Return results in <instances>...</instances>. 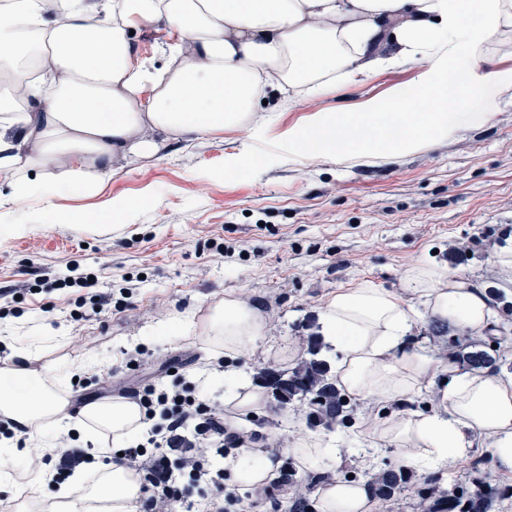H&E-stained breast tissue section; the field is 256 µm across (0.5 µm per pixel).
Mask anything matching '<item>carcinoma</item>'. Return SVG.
<instances>
[{
	"instance_id": "cac0c4a2",
	"label": "carcinoma",
	"mask_w": 512,
	"mask_h": 512,
	"mask_svg": "<svg viewBox=\"0 0 512 512\" xmlns=\"http://www.w3.org/2000/svg\"><path fill=\"white\" fill-rule=\"evenodd\" d=\"M445 348L448 356L468 369L497 372L504 364L499 354L485 349L483 342H466L457 335H450ZM320 350L319 338L310 337V358L300 361L288 372V384L282 383L278 370L269 367L264 369L265 382L274 396L286 394L290 400L298 399L309 409L308 419L332 429L351 420V409L342 401L344 394L330 382V368L319 358ZM371 483L375 496L382 500H391L409 489L414 490L416 512H490L494 502L512 497V488L497 485L490 472L472 487L463 482H450L445 489L439 475L412 485L410 475L404 469L373 477ZM316 487L314 478L299 477L294 468H288V489L291 491L288 512H312L311 497Z\"/></svg>"
}]
</instances>
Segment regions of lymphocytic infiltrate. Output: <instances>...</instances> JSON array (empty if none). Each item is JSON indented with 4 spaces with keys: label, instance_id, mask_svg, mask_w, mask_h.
<instances>
[{
    "label": "lymphocytic infiltrate",
    "instance_id": "1",
    "mask_svg": "<svg viewBox=\"0 0 512 512\" xmlns=\"http://www.w3.org/2000/svg\"><path fill=\"white\" fill-rule=\"evenodd\" d=\"M138 401L154 425L145 441L124 448L122 462L141 478L140 512H238L243 499L215 462L240 452L246 440L225 428L223 403L200 399L195 385L182 380L145 385ZM93 460L87 448L40 450L29 467L48 470L59 484Z\"/></svg>",
    "mask_w": 512,
    "mask_h": 512
}]
</instances>
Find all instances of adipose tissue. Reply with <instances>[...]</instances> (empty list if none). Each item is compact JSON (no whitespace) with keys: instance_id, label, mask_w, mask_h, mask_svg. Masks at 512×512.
<instances>
[{"instance_id":"1","label":"adipose tissue","mask_w":512,"mask_h":512,"mask_svg":"<svg viewBox=\"0 0 512 512\" xmlns=\"http://www.w3.org/2000/svg\"><path fill=\"white\" fill-rule=\"evenodd\" d=\"M147 24L169 35L163 64L142 57L133 33ZM512 35V0H0V184L8 201L44 204L54 224L82 231L123 220L143 198L97 209H60L58 196L95 198L107 182L158 152L155 133L192 142L251 122L266 89L317 98L411 63L410 91H393L349 112H314L288 130V154L339 162L415 153L490 121L512 99V68L491 66L490 48ZM421 317L464 336L483 337L498 324L486 289L448 268L411 266L401 290L365 281L320 306L319 333L336 354V382L360 400L401 402L421 384L435 390L427 413L408 412L379 425L398 443L403 463L428 469L485 448L493 469L512 478V377L486 370H445L433 351L411 346ZM201 330L213 358L252 351L270 318L249 299L225 298L201 324L174 317L164 332ZM32 353L15 351L0 367V415L28 429L25 448L0 440V480L12 481L25 449L51 447L62 434L108 433L115 444L137 435L143 414L118 397L74 407L72 396L29 369ZM290 452L322 475L318 512H371L369 481L335 474L342 450L294 434ZM224 466L235 483L261 487L277 479L270 448H246ZM99 479L45 495L27 488L18 512H136L137 472L113 462Z\"/></svg>"}]
</instances>
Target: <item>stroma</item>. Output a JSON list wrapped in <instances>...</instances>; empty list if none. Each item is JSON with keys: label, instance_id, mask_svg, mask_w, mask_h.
Masks as SVG:
<instances>
[{"label": "stroma", "instance_id": "obj_1", "mask_svg": "<svg viewBox=\"0 0 512 512\" xmlns=\"http://www.w3.org/2000/svg\"><path fill=\"white\" fill-rule=\"evenodd\" d=\"M416 65L384 70L370 81L318 98L287 100L270 92L265 111L277 120L257 144L267 157L255 173L232 178L224 162L245 134L184 145L161 140L158 154L113 177L105 196L145 197L124 221L84 232L46 222L44 206H0L1 224H31L34 232L0 237V336L11 348L29 345L33 368L55 362L81 366L72 387L80 401L124 396L145 382L196 380L205 353L192 337H150V326L180 313L248 295L271 320L257 351L229 358L230 367L257 378L267 364L290 371L305 358L321 303L341 289L369 281L399 288L418 262L448 267L488 288H502L492 265L498 247L512 245V101L492 120L465 127L428 149L395 153L372 163L329 158L293 161L280 133L307 114L341 112L354 104L409 88ZM97 276L113 300L130 282L127 306L74 320L78 288L56 289L70 269ZM114 371L102 382L103 367ZM257 441L312 430L340 440L346 471L363 480L401 466L395 444L361 420L329 432L309 428L299 402L268 397L256 421Z\"/></svg>", "mask_w": 512, "mask_h": 512}]
</instances>
